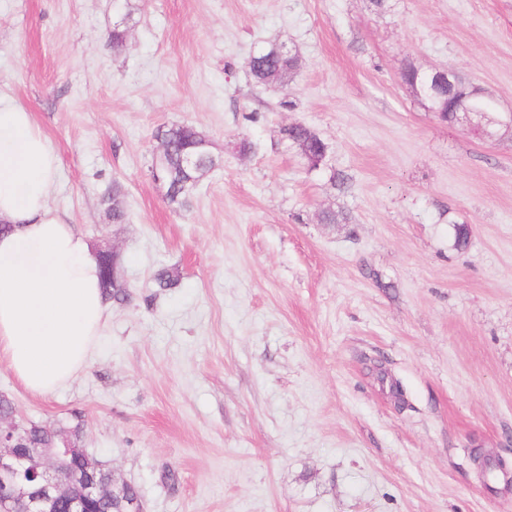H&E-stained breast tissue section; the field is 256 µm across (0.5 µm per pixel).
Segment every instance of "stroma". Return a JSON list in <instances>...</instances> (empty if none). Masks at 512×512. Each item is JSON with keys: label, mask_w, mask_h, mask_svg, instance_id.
<instances>
[{"label": "stroma", "mask_w": 512, "mask_h": 512, "mask_svg": "<svg viewBox=\"0 0 512 512\" xmlns=\"http://www.w3.org/2000/svg\"><path fill=\"white\" fill-rule=\"evenodd\" d=\"M274 41L299 68L257 86L246 60ZM408 63L512 113V0H0V98L32 113L52 205L131 294L67 386L31 393L0 356V394L81 419L145 512H512V135L442 121ZM291 122L326 169L281 141ZM164 123L223 161L186 210L151 177ZM163 267L177 287L155 288Z\"/></svg>", "instance_id": "stroma-1"}]
</instances>
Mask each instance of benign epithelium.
<instances>
[{
	"instance_id": "obj_1",
	"label": "benign epithelium",
	"mask_w": 512,
	"mask_h": 512,
	"mask_svg": "<svg viewBox=\"0 0 512 512\" xmlns=\"http://www.w3.org/2000/svg\"><path fill=\"white\" fill-rule=\"evenodd\" d=\"M477 130L493 138L490 126L512 125V116L493 118L476 107ZM18 424L0 416V509L3 512H90L88 505L111 500L124 482L104 470L80 443L63 437L39 453L16 441Z\"/></svg>"
}]
</instances>
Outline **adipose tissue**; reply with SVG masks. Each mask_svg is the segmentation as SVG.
Here are the masks:
<instances>
[{
    "label": "adipose tissue",
    "instance_id": "1",
    "mask_svg": "<svg viewBox=\"0 0 512 512\" xmlns=\"http://www.w3.org/2000/svg\"><path fill=\"white\" fill-rule=\"evenodd\" d=\"M57 170L32 114L0 100V354L39 395L77 375L106 322L97 257L49 202Z\"/></svg>",
    "mask_w": 512,
    "mask_h": 512
}]
</instances>
